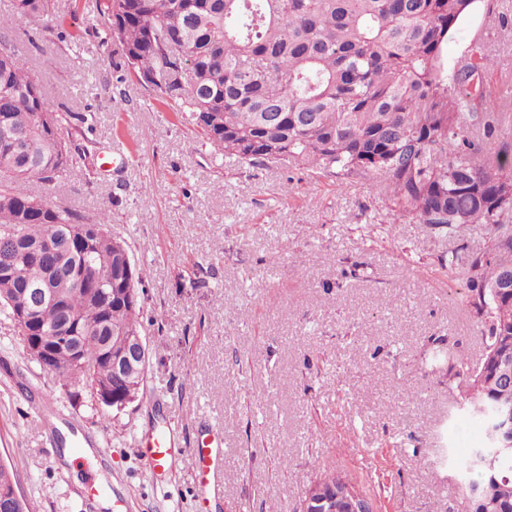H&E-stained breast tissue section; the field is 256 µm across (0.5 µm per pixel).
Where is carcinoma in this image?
<instances>
[{
	"mask_svg": "<svg viewBox=\"0 0 512 512\" xmlns=\"http://www.w3.org/2000/svg\"><path fill=\"white\" fill-rule=\"evenodd\" d=\"M474 0H103L109 37L128 66L207 140L252 166L326 176H360L388 195L395 211L447 233L472 224L492 236L480 256L453 257L468 283L484 352L458 360L461 398L491 411L512 404L498 358L512 355V142L498 140L501 115L472 86L494 61L448 72L443 50ZM55 0H13L0 29L26 21L52 28ZM70 114L46 107L41 79L0 36V306L40 285L55 289L84 327L82 355L47 369L64 386L94 391L112 378L101 353L112 336L140 335V306L121 302L140 276L112 281V256L128 251L112 236L109 214L84 216L25 195L16 183L57 187L73 163L61 130ZM80 230L92 245L73 244ZM101 281L86 291L83 275ZM54 331L62 310L41 308ZM145 378L113 381V394L138 397ZM481 443L461 461L484 488L472 512H512V451Z\"/></svg>",
	"mask_w": 512,
	"mask_h": 512,
	"instance_id": "1",
	"label": "carcinoma"
}]
</instances>
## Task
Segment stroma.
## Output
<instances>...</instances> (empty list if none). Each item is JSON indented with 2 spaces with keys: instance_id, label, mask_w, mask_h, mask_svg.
Returning a JSON list of instances; mask_svg holds the SVG:
<instances>
[{
  "instance_id": "obj_1",
  "label": "stroma",
  "mask_w": 512,
  "mask_h": 512,
  "mask_svg": "<svg viewBox=\"0 0 512 512\" xmlns=\"http://www.w3.org/2000/svg\"><path fill=\"white\" fill-rule=\"evenodd\" d=\"M53 30L9 29L42 78L47 106L73 113L63 189L21 192L85 215L108 211L143 272L149 365L126 408L61 386L0 311V462L27 512H199L191 448L224 435V495L213 512H301L325 472L373 512H468L459 466L480 439L459 411L448 361H480L478 316L452 255L486 250L482 225L444 234L397 214L358 177L250 167L208 144L105 39L100 0H56ZM484 43L480 81L512 131V0H474L445 49L449 67ZM93 114L92 125L79 121ZM128 161L102 163L112 148ZM289 193H281L282 184ZM59 415L56 444L32 404ZM174 431L184 454L151 470L139 441ZM96 446L72 458V436ZM290 461L280 466V449ZM95 485V497L84 496Z\"/></svg>"
}]
</instances>
